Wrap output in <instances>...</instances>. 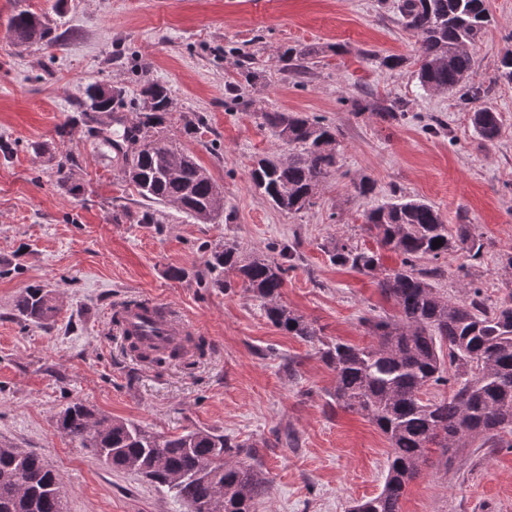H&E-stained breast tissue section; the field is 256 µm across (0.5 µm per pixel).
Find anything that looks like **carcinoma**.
<instances>
[{"label": "carcinoma", "mask_w": 512, "mask_h": 512, "mask_svg": "<svg viewBox=\"0 0 512 512\" xmlns=\"http://www.w3.org/2000/svg\"><path fill=\"white\" fill-rule=\"evenodd\" d=\"M406 28L417 38L416 77L427 90H467L469 104L478 91L468 89L473 66L470 48L490 23L487 0H398ZM9 31L20 44H59L61 36L41 15L29 10L13 14ZM87 110L58 127L112 114L116 94L110 86L89 85ZM142 117L127 129L126 148L118 152L127 180L145 199L173 204L208 224L219 186L188 150L160 135L170 114L169 89L145 81ZM264 119L276 135L288 132V156L262 158L252 172L256 188L282 210L298 212L312 203L319 185L336 169L330 146L337 130L317 118L295 112H267ZM470 121L486 141L500 129L499 113L473 109ZM378 245L401 256L400 266L378 275L380 255L338 241L329 259L377 278L381 294L394 302L392 319L364 320L372 341L363 347L328 343L300 315L279 303L285 268L275 259L241 256L236 244L211 251L206 260L205 287L228 289L239 279L259 298L268 320L305 341L319 342L324 362L335 374L331 398L336 407L361 414L387 438L388 469L380 493L357 501L350 512H400L407 486L417 478L432 449L443 458L454 448H469L480 439L493 448L506 446L512 434V304L488 307L478 296L452 300L416 268L422 258L439 259L462 249L474 260L484 243L462 224L451 232L434 206L417 200L383 204L366 215ZM441 240V246L433 242ZM22 319L46 327L55 316L50 291L32 285L17 298ZM185 357L181 345L147 356L156 365ZM453 382L450 393L423 398L433 386ZM58 431L117 468L132 469L194 512H252L268 490L260 471L230 459L242 445L224 434L196 430L179 436H156L129 422L97 414L80 403L68 405L56 420ZM0 512H64L58 475L38 454L0 443Z\"/></svg>", "instance_id": "obj_1"}]
</instances>
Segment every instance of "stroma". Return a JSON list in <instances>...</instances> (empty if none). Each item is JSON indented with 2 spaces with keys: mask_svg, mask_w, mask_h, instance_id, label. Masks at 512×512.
I'll use <instances>...</instances> for the list:
<instances>
[{
  "mask_svg": "<svg viewBox=\"0 0 512 512\" xmlns=\"http://www.w3.org/2000/svg\"><path fill=\"white\" fill-rule=\"evenodd\" d=\"M492 17L472 48L478 106L499 112L498 138L474 130L459 93L423 89L417 39L396 0H0V442L42 456L66 490V512H189L141 474L113 467L59 433L55 419L81 401L100 414L170 436L194 430L243 443L241 460L266 478L255 512H348L380 493L389 443L368 419L336 408L334 374L319 343L288 335L243 287H202L209 247L285 261L279 301L325 340L364 345L365 319L397 314L373 276L330 262L331 242L379 250L372 209L404 195L432 204L450 227L468 225L481 259L458 250L423 269L458 300L512 295V84L499 81L512 52V0H488ZM46 16L63 38L53 49L15 44L8 20ZM304 55V69L283 56ZM406 57L403 67L385 56ZM165 84L166 135L219 185L226 218L202 224L172 205L151 206L89 124H60L81 110L87 85L119 90L108 133L139 120L144 80ZM395 104L386 120L378 107ZM267 112H303L339 130V163L302 211L273 207L255 188L259 157L288 148ZM204 122L185 129L184 120ZM440 127L430 129L431 119ZM76 158L70 183L58 166ZM373 189L359 194L355 182ZM80 192L70 193V184ZM160 221L139 223L144 209ZM179 267L186 275L169 277ZM32 285L51 290L50 327L21 319L14 302ZM160 299L196 325L212 348L194 364L132 362L106 313L127 300ZM402 512H512V448H460L430 460L408 486Z\"/></svg>",
  "mask_w": 512,
  "mask_h": 512,
  "instance_id": "1",
  "label": "stroma"
}]
</instances>
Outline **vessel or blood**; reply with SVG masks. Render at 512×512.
<instances>
[{
	"instance_id": "obj_1",
	"label": "vessel or blood",
	"mask_w": 512,
	"mask_h": 512,
	"mask_svg": "<svg viewBox=\"0 0 512 512\" xmlns=\"http://www.w3.org/2000/svg\"><path fill=\"white\" fill-rule=\"evenodd\" d=\"M118 322L114 327L120 334H141L146 345L163 348L173 337L192 333V326L179 319L172 307L157 300L139 301L118 307Z\"/></svg>"
}]
</instances>
